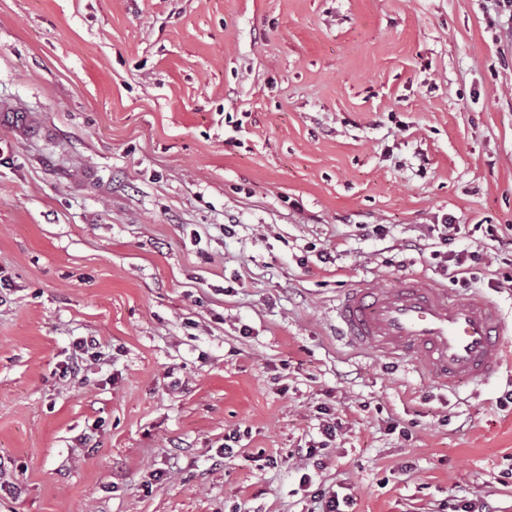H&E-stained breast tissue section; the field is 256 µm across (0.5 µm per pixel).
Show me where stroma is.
<instances>
[{
  "label": "stroma",
  "instance_id": "stroma-1",
  "mask_svg": "<svg viewBox=\"0 0 512 512\" xmlns=\"http://www.w3.org/2000/svg\"><path fill=\"white\" fill-rule=\"evenodd\" d=\"M502 22L495 0H0V102L35 118L0 127V512L326 490L512 512V362L451 391L336 332L340 295L412 273L512 326ZM447 220L486 259L463 284L433 255ZM96 346L97 339L94 336H86L75 340L73 342L72 358L64 368L65 375L77 377L82 370L83 355L87 354L89 350L95 349ZM322 435L327 439V441L318 442V446H309L308 448H299L298 454L303 455L304 449L305 454L303 455L307 460H312L313 467L318 469L323 467V457H326V452H323L328 449V442L332 441L333 438L336 437V426L331 425L330 423L324 425L322 430Z\"/></svg>",
  "mask_w": 512,
  "mask_h": 512
}]
</instances>
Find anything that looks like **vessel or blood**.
Masks as SVG:
<instances>
[{
  "mask_svg": "<svg viewBox=\"0 0 512 512\" xmlns=\"http://www.w3.org/2000/svg\"><path fill=\"white\" fill-rule=\"evenodd\" d=\"M25 125L21 107L0 104L1 127L21 134ZM336 316L356 348L413 363L451 391L496 377L503 364L499 304L476 291L449 295L421 275L397 287L363 282L340 298Z\"/></svg>",
  "mask_w": 512,
  "mask_h": 512,
  "instance_id": "vessel-or-blood-1",
  "label": "vessel or blood"
}]
</instances>
